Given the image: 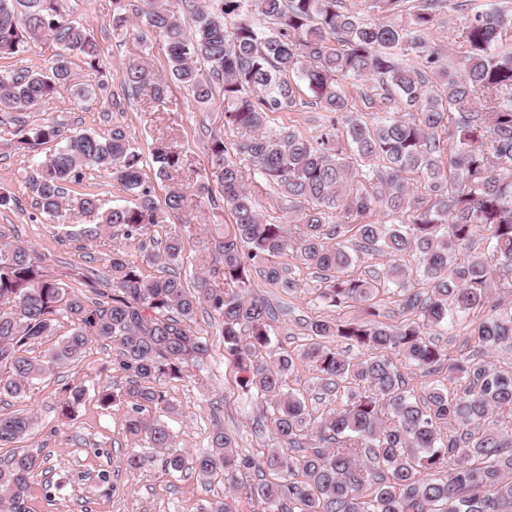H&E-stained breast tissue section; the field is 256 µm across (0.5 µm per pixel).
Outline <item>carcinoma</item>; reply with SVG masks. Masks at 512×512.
<instances>
[{
  "instance_id": "cac0c4a2",
  "label": "carcinoma",
  "mask_w": 512,
  "mask_h": 512,
  "mask_svg": "<svg viewBox=\"0 0 512 512\" xmlns=\"http://www.w3.org/2000/svg\"><path fill=\"white\" fill-rule=\"evenodd\" d=\"M147 25L162 39L171 77L201 104L222 96L224 123L242 132L234 151L288 200L291 224H272L255 208L245 171L230 161L224 141L213 137L211 165L190 175L200 195L220 188L234 224L216 246L218 266L192 288L176 274L148 278L115 252L109 259L112 291L88 280L89 298L44 274L41 259L23 245L0 249V402L19 399L33 380L72 362L93 339L116 346L115 362L128 373L121 394L98 391L104 407L125 403L124 429L135 444L128 468H148L160 458L164 471L191 470L207 480L222 474L228 493H240L261 512H512V369L491 361L454 358L433 342L429 330L488 308L470 340L485 351L512 347V307L490 303L512 291V11L496 4L469 11L462 29L458 66L442 65L429 34L448 0H419L408 26L380 15L399 12L404 0H186L188 17L169 13L159 0H143ZM237 20L232 30L225 22ZM46 40L64 51L49 72L17 69L0 74V112L42 105L66 85L79 97L89 90L75 81L69 53L95 66L98 46L71 18L64 0H0V58ZM416 56L419 66L403 58ZM307 84L324 113L312 135L292 126L268 128L269 113L292 110L298 85ZM374 83L365 107L384 111L371 123L347 115L345 83ZM124 87L160 107L168 82L141 63L122 75ZM18 143L36 159L29 181L37 209L59 217L74 205L98 218L83 231L98 238L121 228L142 237L160 223L159 208L145 186L141 154L115 128L104 137L53 122L17 131ZM54 149L40 155V147ZM155 175L167 179L184 169L173 145L152 149ZM105 171L137 195L126 206L103 207L99 194L67 196L66 184H82L84 168ZM425 194L411 189V176ZM165 209L179 213L187 195L166 194ZM396 223L368 220L377 208ZM484 234L486 251L473 255ZM185 248L181 236L166 238L147 260L169 264ZM294 253L322 272L320 298L344 309L356 303L364 315H337L305 322L309 343L298 358L270 351L278 311L252 292L258 277L272 288L299 284L283 259ZM390 260L370 279L355 272L360 254ZM413 254L422 283L409 282L401 263ZM464 259H459V256ZM399 289L395 325L381 321L379 289ZM208 306L222 320L224 354L238 368V385L262 403L259 432L280 447L256 458L237 451V441L218 424L208 448L189 456L176 447L170 426L153 415L175 413L162 386L180 378L189 363L209 353L207 338L193 330L197 310ZM70 329L60 333L64 323ZM364 349L348 357L324 340ZM51 342L41 357L31 347ZM318 374L333 407L319 415L289 387L295 360ZM424 377L446 372L419 388L402 372ZM58 408L71 416L86 388L63 389ZM500 415L495 426L486 420ZM36 416L0 414V446L23 439ZM25 451L0 465V509L29 512L28 495L40 468Z\"/></svg>"
}]
</instances>
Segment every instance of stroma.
Here are the masks:
<instances>
[{"label":"stroma","mask_w":512,"mask_h":512,"mask_svg":"<svg viewBox=\"0 0 512 512\" xmlns=\"http://www.w3.org/2000/svg\"><path fill=\"white\" fill-rule=\"evenodd\" d=\"M140 0H127L129 22L124 30L113 28L112 0H66L72 18L87 29L98 44L96 65L82 56H73L79 83H108L121 105L107 113L101 100H77L70 88H59L49 103L24 112H0V191L14 195L15 204L0 208V234L7 240L33 249L43 259L47 275L78 287L80 277L93 273L100 288L110 285L107 258L123 252L126 259L140 265L144 275L158 277L174 271L185 285L209 271L215 260L214 241L223 236L232 221L221 196L199 197L188 187L190 204L179 215H164L161 224L151 227L147 243L126 238L114 228L96 241L75 240L74 231L93 225L90 216L73 215L50 219L33 206L29 181L36 174L26 150L17 144L18 127L33 128L52 121L68 127L107 135L121 127L141 153H149L157 139L173 143L187 165L197 171L210 166V141L223 138L233 145L239 130L225 126L224 108L219 103L199 105L178 82H170L165 108L159 109L144 98L127 94L122 75L129 64L143 62L160 74H168V55L162 40L153 36L138 11ZM464 15L452 10L442 13L429 39L444 61L456 60L462 44ZM182 236L185 249L172 267L147 262L149 251L162 250L170 233ZM288 266L299 281L297 290L284 294L256 282L254 291L270 302L285 301L289 313L273 324L271 348L274 352L299 354L307 341L299 324L301 317L325 316L329 310L319 297L321 280L317 269L303 265L295 257ZM196 329L207 338L210 354L190 365L182 379L168 381L166 398L176 408L166 421L176 436L178 447L187 453L205 449L215 422H222L240 451L262 457L277 442L272 436L255 438L253 427L260 415L254 398L237 384V368L224 356L221 322L210 310L198 311ZM112 342H89L81 357L58 368L53 375L35 380L25 396L0 404V413L17 410L35 413L36 424L29 436L0 447V461L20 450L39 453L42 465L31 484L30 512H203L209 503L228 495L222 476L202 480L186 472L175 476L164 472L161 464L142 471L127 468L124 459L131 444L124 429L126 406L103 408L96 393L101 389L122 390L127 375L114 361ZM85 385L87 394L73 418H61L55 406L64 385Z\"/></svg>","instance_id":"obj_1"}]
</instances>
